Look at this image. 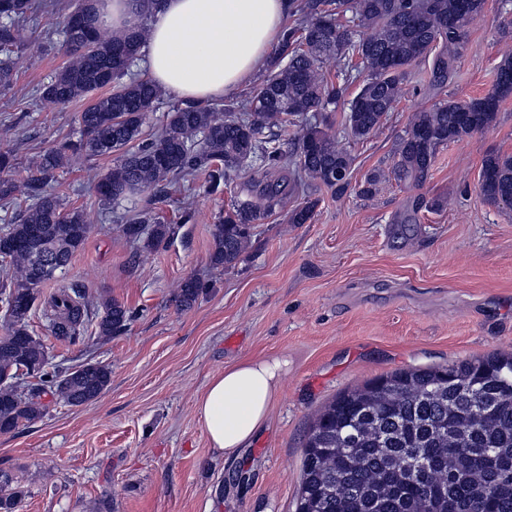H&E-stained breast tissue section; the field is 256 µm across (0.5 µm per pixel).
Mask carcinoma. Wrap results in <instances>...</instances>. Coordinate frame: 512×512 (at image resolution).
Segmentation results:
<instances>
[{
	"label": "carcinoma",
	"mask_w": 512,
	"mask_h": 512,
	"mask_svg": "<svg viewBox=\"0 0 512 512\" xmlns=\"http://www.w3.org/2000/svg\"><path fill=\"white\" fill-rule=\"evenodd\" d=\"M483 0H306L312 15L289 27L272 71L243 108L244 117L210 106L181 103L167 113L161 132L143 138L149 112L161 89L148 79L123 81L148 41L140 18L109 31L98 22L97 0H77L62 16L66 64L42 88V97L69 104L95 91L80 116V135L35 156L23 181L14 178V154L0 149V253L9 257L0 294L13 298L0 335V433L42 417L48 393L71 406L84 405L107 388L111 370L87 363L62 370L49 363L43 341L30 331L41 288L53 280L31 262L28 247L54 255L65 267L85 243L90 227L77 207L66 209L47 190L55 172L79 156L118 152L116 163L97 183L110 204L136 192L155 198L191 171L205 174L211 193L246 163L260 162L261 177L250 181L254 199L233 204L213 225L210 264L229 269L241 259L253 225L279 204L288 180L278 176L288 156L273 145L274 132L295 127L301 177L339 195L350 187L354 158L339 145L329 118L305 124L310 112H325L356 86L345 115L348 135L367 139L403 95L406 68L431 60L432 85L454 77L468 41L469 26ZM33 0H0V89L17 76L13 57L20 27L36 12ZM512 94V55L498 66L493 91L468 103L448 99L414 113L400 137L394 176L422 187L438 147L488 129L500 102ZM481 197L512 209V156L488 153L479 175ZM29 201L15 208L17 195ZM316 202L306 197L288 215L305 224ZM124 235L155 248L172 235L145 208ZM210 285L185 280L179 306L191 307ZM51 335L74 342L95 324V334L122 332L131 312L105 299L96 305L85 289L64 286L47 301ZM21 365L37 368V382L23 392L13 383ZM297 512H512V355L493 354L448 366L400 370L340 393L319 413L303 445Z\"/></svg>",
	"instance_id": "1"
}]
</instances>
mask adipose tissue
<instances>
[{"instance_id": "obj_1", "label": "adipose tissue", "mask_w": 512, "mask_h": 512, "mask_svg": "<svg viewBox=\"0 0 512 512\" xmlns=\"http://www.w3.org/2000/svg\"><path fill=\"white\" fill-rule=\"evenodd\" d=\"M289 0H160L150 17L147 75L185 102L233 94L264 67ZM286 358H248L213 375L195 403L213 448L237 456L282 394Z\"/></svg>"}]
</instances>
